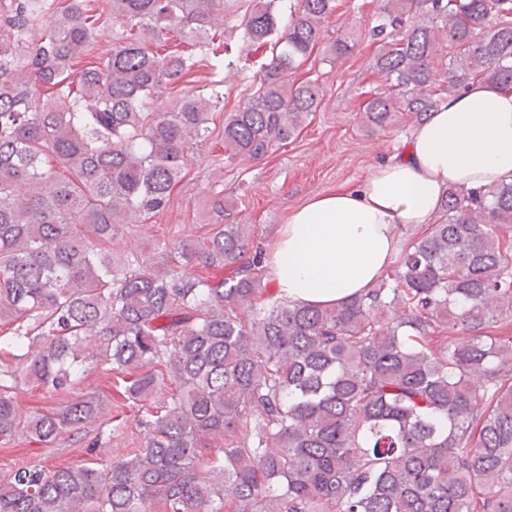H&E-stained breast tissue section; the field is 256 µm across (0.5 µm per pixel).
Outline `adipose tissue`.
Returning a JSON list of instances; mask_svg holds the SVG:
<instances>
[{"label": "adipose tissue", "instance_id": "1", "mask_svg": "<svg viewBox=\"0 0 512 512\" xmlns=\"http://www.w3.org/2000/svg\"><path fill=\"white\" fill-rule=\"evenodd\" d=\"M510 179L512 87L470 81L413 131L401 158L294 210L268 255L269 277L293 302L340 305L383 277L400 252L396 229L434 223L449 186Z\"/></svg>", "mask_w": 512, "mask_h": 512}]
</instances>
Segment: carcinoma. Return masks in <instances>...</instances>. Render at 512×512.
<instances>
[{
    "instance_id": "1",
    "label": "carcinoma",
    "mask_w": 512,
    "mask_h": 512,
    "mask_svg": "<svg viewBox=\"0 0 512 512\" xmlns=\"http://www.w3.org/2000/svg\"><path fill=\"white\" fill-rule=\"evenodd\" d=\"M106 2L120 36L77 73L97 30L86 0L0 12V443L23 431L46 447L114 401L139 406L143 437L105 466L16 467L0 477V512H217L225 498L234 512H512V340L490 334L512 317V180L448 186L441 221L401 250L393 277L337 307L269 289L266 253L243 260L239 224L180 242L172 266L117 268L105 241L166 207L224 99L216 81L153 108L204 63L151 46L174 25L215 39L209 14L224 0ZM275 2L241 21L272 57L225 119L231 157L297 137L322 90L293 74L323 43L331 63L355 46L326 41L335 0H289L282 26ZM368 38L388 83L362 109L375 127L421 122L472 79L512 86V0H386ZM444 326L466 338L438 351L428 338ZM91 365L114 374L109 394L19 415V384L69 392Z\"/></svg>"
}]
</instances>
